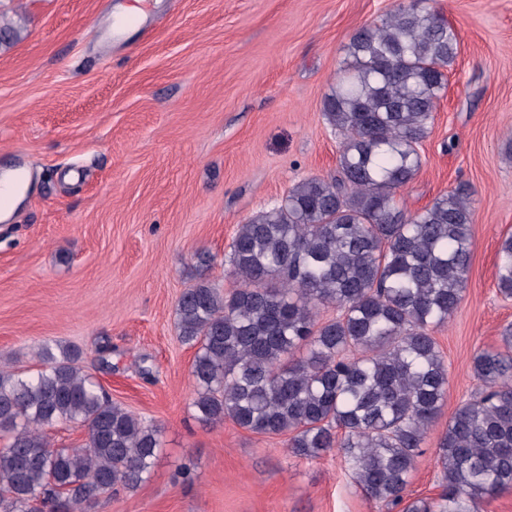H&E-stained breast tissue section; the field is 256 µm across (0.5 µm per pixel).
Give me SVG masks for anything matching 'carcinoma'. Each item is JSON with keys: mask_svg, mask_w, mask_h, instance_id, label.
I'll use <instances>...</instances> for the list:
<instances>
[{"mask_svg": "<svg viewBox=\"0 0 512 512\" xmlns=\"http://www.w3.org/2000/svg\"><path fill=\"white\" fill-rule=\"evenodd\" d=\"M453 26L427 6H400L344 46L322 115L341 138L338 174L295 184L238 225L224 256L234 280H208L176 304L195 348L193 407L289 435L288 452L337 450L361 491L403 512H477L512 489V325L503 348L472 362L479 391L461 402L437 448L438 497L404 504L428 430L447 399L434 329L448 323L472 260L471 192L460 186L416 213L397 200L458 54ZM497 286L512 297V235L498 249ZM322 307L336 316L319 318ZM38 368L0 369V512H89L115 485L134 490L161 448L157 426L112 402L79 352L37 348ZM87 429L83 448H55L47 429Z\"/></svg>", "mask_w": 512, "mask_h": 512, "instance_id": "carcinoma-1", "label": "carcinoma"}]
</instances>
